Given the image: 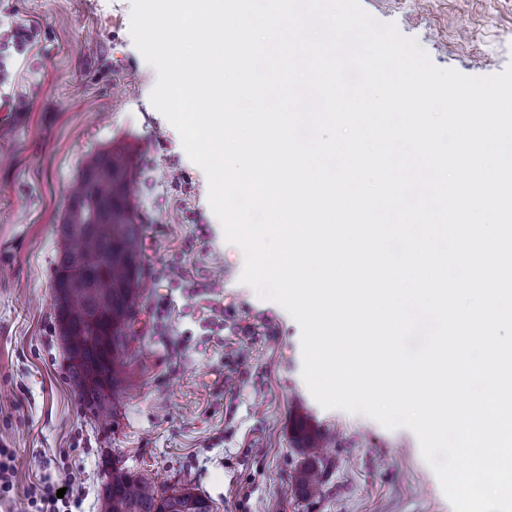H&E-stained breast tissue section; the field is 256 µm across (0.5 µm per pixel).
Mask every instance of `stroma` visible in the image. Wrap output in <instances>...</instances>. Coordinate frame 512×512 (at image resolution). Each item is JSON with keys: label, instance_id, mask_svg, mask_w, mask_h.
<instances>
[{"label": "stroma", "instance_id": "stroma-1", "mask_svg": "<svg viewBox=\"0 0 512 512\" xmlns=\"http://www.w3.org/2000/svg\"><path fill=\"white\" fill-rule=\"evenodd\" d=\"M362 5L436 66L487 76L512 64V0ZM130 25V0H0V444L18 455L0 512H25L32 486L65 470L81 475V512H98L115 458L163 485L188 481L215 512H453L411 430L312 397L300 327L241 283L244 254L151 103L157 73ZM110 147L133 159L145 311L105 421L68 376L51 268L71 185L89 153ZM173 264L177 275H164ZM300 417L331 440L315 498L288 488L303 462Z\"/></svg>", "mask_w": 512, "mask_h": 512}]
</instances>
